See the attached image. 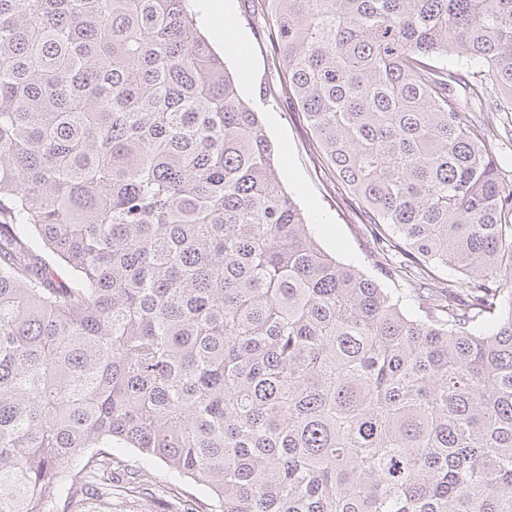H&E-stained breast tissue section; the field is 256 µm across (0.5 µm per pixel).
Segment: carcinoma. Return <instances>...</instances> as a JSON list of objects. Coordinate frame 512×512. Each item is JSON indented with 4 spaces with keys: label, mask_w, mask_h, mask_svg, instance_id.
Listing matches in <instances>:
<instances>
[{
    "label": "carcinoma",
    "mask_w": 512,
    "mask_h": 512,
    "mask_svg": "<svg viewBox=\"0 0 512 512\" xmlns=\"http://www.w3.org/2000/svg\"><path fill=\"white\" fill-rule=\"evenodd\" d=\"M264 4L381 273L457 277L318 244L188 0H0V512H112L107 448L167 512H512V0ZM114 457L123 461L126 468L145 471L149 482L159 485H167L168 495L173 498L194 496L208 502L206 493L192 481L173 478L167 467L159 460H146L138 452L131 448H113Z\"/></svg>",
    "instance_id": "1"
}]
</instances>
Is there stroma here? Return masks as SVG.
<instances>
[{
    "instance_id": "1",
    "label": "stroma",
    "mask_w": 512,
    "mask_h": 512,
    "mask_svg": "<svg viewBox=\"0 0 512 512\" xmlns=\"http://www.w3.org/2000/svg\"><path fill=\"white\" fill-rule=\"evenodd\" d=\"M232 16L242 40L216 44L226 57L244 99L257 106L279 160L286 191L303 210L323 249L345 264L379 276L371 225L361 221L344 185L322 165L296 106L282 92L281 72L267 38L260 0H232ZM113 454L127 468L145 471L149 482L167 486L172 497H203L200 486L173 478L158 460L144 459L130 448Z\"/></svg>"
}]
</instances>
